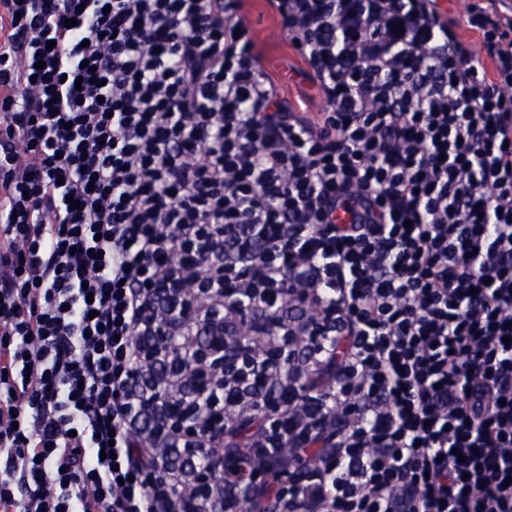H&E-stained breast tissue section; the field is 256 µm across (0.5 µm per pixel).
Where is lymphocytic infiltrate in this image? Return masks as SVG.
<instances>
[{
  "mask_svg": "<svg viewBox=\"0 0 512 512\" xmlns=\"http://www.w3.org/2000/svg\"><path fill=\"white\" fill-rule=\"evenodd\" d=\"M269 4L0 0V512H512V0ZM248 1L250 5L245 18L263 51L264 69L278 83L281 97L304 112H318L320 101L310 82L294 74V71L307 70V65L292 44L280 35L277 18L269 8L268 0ZM304 93L313 95L314 99L309 100Z\"/></svg>",
  "mask_w": 512,
  "mask_h": 512,
  "instance_id": "1",
  "label": "lymphocytic infiltrate"
}]
</instances>
